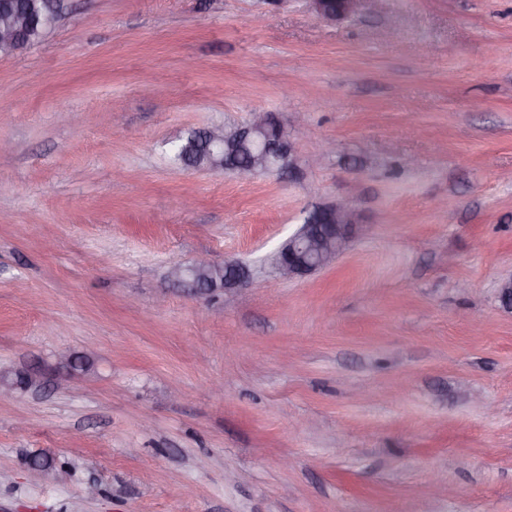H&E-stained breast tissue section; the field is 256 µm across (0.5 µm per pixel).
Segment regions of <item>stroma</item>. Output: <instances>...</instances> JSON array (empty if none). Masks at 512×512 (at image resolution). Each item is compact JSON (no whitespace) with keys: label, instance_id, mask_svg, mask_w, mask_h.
Listing matches in <instances>:
<instances>
[{"label":"stroma","instance_id":"obj_1","mask_svg":"<svg viewBox=\"0 0 512 512\" xmlns=\"http://www.w3.org/2000/svg\"><path fill=\"white\" fill-rule=\"evenodd\" d=\"M68 5L0 56V512H512V0ZM255 111L291 175L175 161ZM339 198L369 231L282 279ZM201 254L246 290L170 279ZM316 12L326 20L350 18L360 13L364 2L378 0H310ZM336 1H342L341 7H336Z\"/></svg>","mask_w":512,"mask_h":512}]
</instances>
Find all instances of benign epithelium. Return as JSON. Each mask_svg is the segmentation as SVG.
<instances>
[{
  "instance_id": "obj_1",
  "label": "benign epithelium",
  "mask_w": 512,
  "mask_h": 512,
  "mask_svg": "<svg viewBox=\"0 0 512 512\" xmlns=\"http://www.w3.org/2000/svg\"><path fill=\"white\" fill-rule=\"evenodd\" d=\"M316 12L326 20L350 18L360 13L366 0H311ZM54 17L48 16L38 23L22 7L12 6L0 13V37L15 44L27 38L30 31L41 24L46 28L54 25ZM266 114L256 113L245 124L233 125L226 129L215 127L204 132L207 141L225 143L222 159L214 161L213 169L231 172L241 180H251L267 170L282 175L294 168L295 157L288 128L280 126L276 133L268 132ZM248 145L252 148L251 163L247 166L234 165L236 151L232 144ZM359 219L351 204L338 200L336 204L318 208L309 213L301 229L286 241L270 257V264L283 278L294 279L329 265L342 251L351 237ZM170 276L178 281L188 280L200 294H206L222 285L226 291L246 286L249 274L237 262L219 264L201 258L191 265L174 263Z\"/></svg>"
}]
</instances>
